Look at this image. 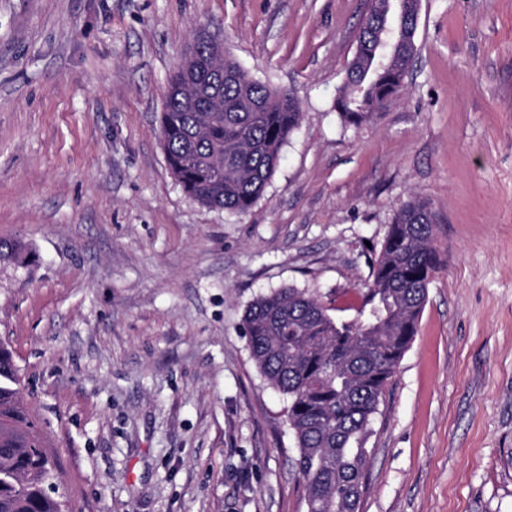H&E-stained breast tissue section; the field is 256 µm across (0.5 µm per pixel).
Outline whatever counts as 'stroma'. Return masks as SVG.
<instances>
[{
	"mask_svg": "<svg viewBox=\"0 0 512 512\" xmlns=\"http://www.w3.org/2000/svg\"><path fill=\"white\" fill-rule=\"evenodd\" d=\"M367 0H0V341L70 512H306L286 396L250 357L261 292L358 306L394 214L442 263L371 422L359 512H512V0H421L399 94L334 109ZM203 31L290 90L299 130L244 214L160 142Z\"/></svg>",
	"mask_w": 512,
	"mask_h": 512,
	"instance_id": "stroma-1",
	"label": "stroma"
}]
</instances>
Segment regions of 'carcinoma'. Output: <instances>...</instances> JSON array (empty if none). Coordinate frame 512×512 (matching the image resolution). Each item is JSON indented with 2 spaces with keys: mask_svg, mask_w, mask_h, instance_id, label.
Masks as SVG:
<instances>
[{
  "mask_svg": "<svg viewBox=\"0 0 512 512\" xmlns=\"http://www.w3.org/2000/svg\"><path fill=\"white\" fill-rule=\"evenodd\" d=\"M420 0H370L356 51L336 96L341 120L358 126L401 88L415 58ZM215 43L198 37L166 90L160 134L167 163L202 204L244 213L262 197L302 112L287 89L251 78L224 56V78L204 62ZM204 90L183 96L188 68ZM224 111L202 124L212 97ZM224 154V179L211 160ZM440 265L431 211L410 202L388 225L370 282L352 319L331 314L316 291L284 286L246 309L248 350L267 384L288 396V424L306 512H359L371 449L370 424L417 333L427 288ZM60 473L24 402L13 351L0 342V512H67L51 486Z\"/></svg>",
  "mask_w": 512,
  "mask_h": 512,
  "instance_id": "cac0c4a2",
  "label": "carcinoma"
}]
</instances>
